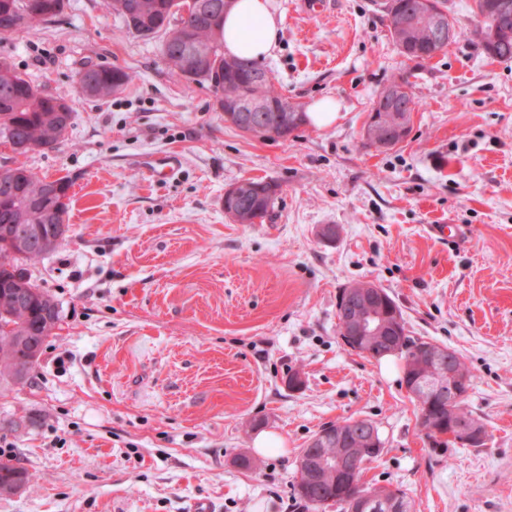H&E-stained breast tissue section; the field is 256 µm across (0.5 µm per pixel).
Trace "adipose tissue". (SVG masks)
Returning a JSON list of instances; mask_svg holds the SVG:
<instances>
[{
	"label": "adipose tissue",
	"instance_id": "ef3b65f1",
	"mask_svg": "<svg viewBox=\"0 0 512 512\" xmlns=\"http://www.w3.org/2000/svg\"><path fill=\"white\" fill-rule=\"evenodd\" d=\"M280 23L271 0H235L224 19V50L260 62L279 45Z\"/></svg>",
	"mask_w": 512,
	"mask_h": 512
}]
</instances>
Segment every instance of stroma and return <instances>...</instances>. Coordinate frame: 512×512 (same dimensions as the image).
Masks as SVG:
<instances>
[{
    "label": "stroma",
    "instance_id": "35a3bbf8",
    "mask_svg": "<svg viewBox=\"0 0 512 512\" xmlns=\"http://www.w3.org/2000/svg\"><path fill=\"white\" fill-rule=\"evenodd\" d=\"M271 4L280 41L261 66L302 109L336 99L331 127L242 132L102 0H64L0 39V57L46 91L71 90L74 110L55 150L0 144V164L74 181L67 238L31 269L62 321L28 383L0 388V462L35 480L0 496V512H194L200 500L305 512L295 460L349 417L373 421L383 443L366 483L401 487L416 512H512V61L484 55L473 0H448L460 34L418 70L382 0ZM89 63L132 80L89 101L74 90ZM403 73L419 101L408 136L369 147L371 101ZM160 153L180 157L175 178L151 176L144 160ZM248 178L280 186L258 224L224 212L225 190ZM444 222L463 240L433 237ZM355 280L386 288L412 335L465 357L484 446L427 439L400 360L343 346L337 296ZM264 433L281 444L261 454Z\"/></svg>",
    "mask_w": 512,
    "mask_h": 512
}]
</instances>
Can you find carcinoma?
Instances as JSON below:
<instances>
[{
    "label": "carcinoma",
    "instance_id": "carcinoma-1",
    "mask_svg": "<svg viewBox=\"0 0 512 512\" xmlns=\"http://www.w3.org/2000/svg\"><path fill=\"white\" fill-rule=\"evenodd\" d=\"M112 11L121 16L127 30L139 38L150 40L164 35L161 53L171 74L188 81L207 83L215 97L226 99L258 93L271 104L277 103L283 95L277 90L274 81H269L255 89L247 79L248 69L258 66L238 57L224 54V9L216 10L214 3L223 0H201L206 5L200 14H192L184 20L185 26L194 29L193 48L204 51V57L196 67L187 65L188 47L183 40V29L172 23L174 14L170 12L174 0H111ZM447 0H385L383 6L390 26V38L406 59L418 65L430 60L437 50L427 31L419 30L410 34L398 28V19L407 14L425 11L439 15L448 9ZM476 18L475 34L484 54L500 61H512V31L491 38L490 30L495 21L497 0H474ZM64 0H0V37H10L20 31L31 30L39 23L57 16L63 9ZM131 80V75L119 67L89 65L79 71L76 89L88 97L104 98L123 90ZM393 85L405 86L409 93L405 99V109L401 112L406 119L415 111L418 101L408 78L400 76L391 81ZM70 92L60 91L47 94L36 87L27 77L17 71L12 62L0 58V139L13 150L26 154L33 150L52 151L65 139L73 124L74 113L69 105ZM13 184L0 186V251L4 244L18 238V230L40 224L43 227H56L60 216L67 215L69 189L73 181L68 176L48 181L34 170L25 166L14 169ZM225 208L238 213L236 222L253 224L263 221L273 205L267 197L253 195L238 200L225 201ZM44 258L39 251L32 249L24 256L14 259L6 268L0 264V320L4 319L15 326L14 340L0 337V384H24L34 366L28 365L27 350L34 347L42 353L47 340L52 336L46 319L36 313V309L58 300L46 290L33 296L22 306L17 307L10 300L13 279L27 273V267ZM401 344L397 356L404 363V382H410L412 367L419 356L415 347L423 339L406 333L405 321L399 325ZM366 420L345 419L328 425L336 432H347L354 436L353 446H361L367 439L363 431ZM301 452L318 457L323 453H341L342 449L333 442H308ZM363 472L342 481L323 473L310 482L306 492H297L304 502L306 512H326V508L315 506V501L332 500L340 512H348L351 499L360 494L368 495L373 502V512H385L383 500L393 498L400 507L399 512H414V504L401 489L388 486L367 485L362 481ZM33 479L26 469L14 465L0 464V494L18 492L28 487Z\"/></svg>",
    "mask_w": 512,
    "mask_h": 512
}]
</instances>
